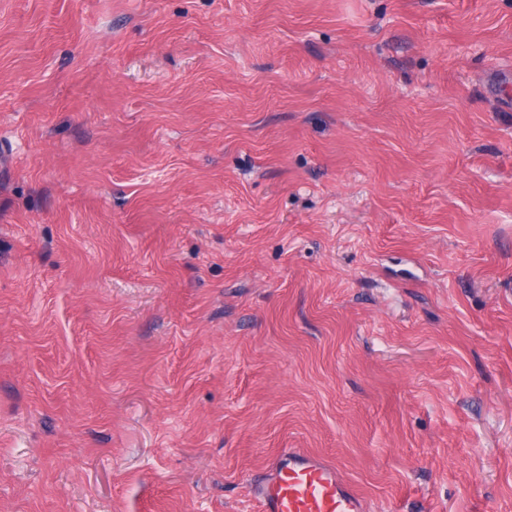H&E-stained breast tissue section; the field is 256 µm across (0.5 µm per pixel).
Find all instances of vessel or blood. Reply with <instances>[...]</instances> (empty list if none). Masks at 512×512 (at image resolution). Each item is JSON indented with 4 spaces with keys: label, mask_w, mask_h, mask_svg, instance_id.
<instances>
[{
    "label": "vessel or blood",
    "mask_w": 512,
    "mask_h": 512,
    "mask_svg": "<svg viewBox=\"0 0 512 512\" xmlns=\"http://www.w3.org/2000/svg\"><path fill=\"white\" fill-rule=\"evenodd\" d=\"M257 512H370L339 468L302 448H285L251 485Z\"/></svg>",
    "instance_id": "vessel-or-blood-1"
}]
</instances>
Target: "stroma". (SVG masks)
Segmentation results:
<instances>
[{
	"instance_id": "obj_1",
	"label": "stroma",
	"mask_w": 512,
	"mask_h": 512,
	"mask_svg": "<svg viewBox=\"0 0 512 512\" xmlns=\"http://www.w3.org/2000/svg\"><path fill=\"white\" fill-rule=\"evenodd\" d=\"M512 0H0V512H512ZM258 512H370L339 468L303 448H283L251 485Z\"/></svg>"
}]
</instances>
